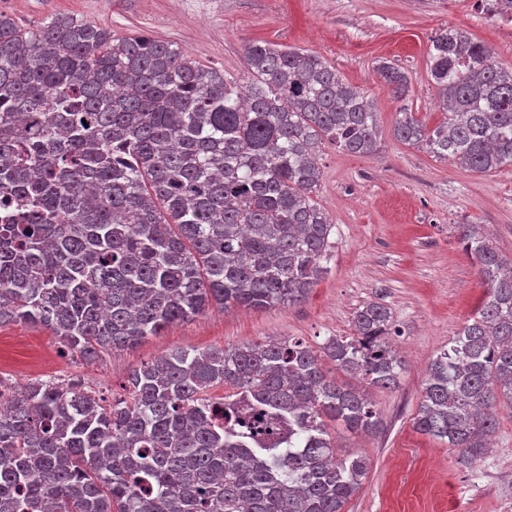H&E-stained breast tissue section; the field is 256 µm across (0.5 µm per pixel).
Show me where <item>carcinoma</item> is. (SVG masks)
I'll return each mask as SVG.
<instances>
[{
	"instance_id": "cac0c4a2",
	"label": "carcinoma",
	"mask_w": 512,
	"mask_h": 512,
	"mask_svg": "<svg viewBox=\"0 0 512 512\" xmlns=\"http://www.w3.org/2000/svg\"><path fill=\"white\" fill-rule=\"evenodd\" d=\"M484 10L512 19V0ZM231 81L177 45L62 17L22 28L0 12V326L50 328L85 361L216 304L290 307L319 283L334 228L320 152L378 150L366 92L302 48L253 43ZM447 115L398 113L393 137L461 168L512 171V67L461 29L432 38ZM380 76L396 98L408 78ZM486 290L440 351L414 427L460 464L512 408V260L458 225ZM392 313L356 309L352 335L175 349L106 404L35 380L0 414V512H344L370 466L336 454L325 419L372 434L380 418L324 369L394 389L405 362ZM228 386L215 398L210 390Z\"/></svg>"
}]
</instances>
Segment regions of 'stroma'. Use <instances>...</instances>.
Wrapping results in <instances>:
<instances>
[{
	"mask_svg": "<svg viewBox=\"0 0 512 512\" xmlns=\"http://www.w3.org/2000/svg\"><path fill=\"white\" fill-rule=\"evenodd\" d=\"M0 11L26 26L73 15L118 37L147 32L237 79L254 42L310 50L368 92L382 131L375 155L323 151L319 201L335 224L333 249L328 272L306 301L261 310L213 307L93 362L64 353L48 328L6 324L0 326V393L54 377L117 398L135 370L172 350L287 337L314 345L350 335L355 309L378 301L397 322L393 343L405 369L397 388L360 386L379 412L378 433L335 429L343 450L371 459L345 512H512V410L499 408L494 446L470 467L413 427L428 363L484 292L459 243V225H477L512 258V172L472 173L392 136L400 108L430 127L444 118L427 69L436 32L463 29L508 67L512 21L489 17L479 0H0ZM385 61L406 73V97L394 98L381 82L377 68Z\"/></svg>",
	"mask_w": 512,
	"mask_h": 512,
	"instance_id": "stroma-1",
	"label": "stroma"
}]
</instances>
